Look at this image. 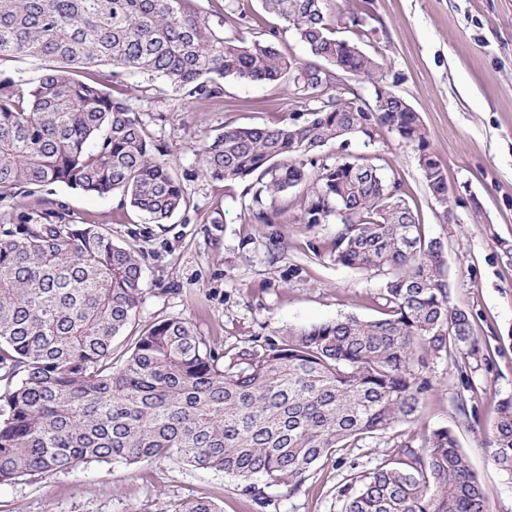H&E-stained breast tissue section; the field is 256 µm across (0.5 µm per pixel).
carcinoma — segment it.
I'll list each match as a JSON object with an SVG mask.
<instances>
[{"label":"carcinoma","instance_id":"obj_1","mask_svg":"<svg viewBox=\"0 0 512 512\" xmlns=\"http://www.w3.org/2000/svg\"><path fill=\"white\" fill-rule=\"evenodd\" d=\"M309 60L263 41L226 38L191 0H0V62L46 64L35 82L0 79V203L62 183L119 190L161 224L188 204L162 149L110 76L145 70L186 98L224 93L220 80H285L306 112L274 126H229L203 150L202 176L247 183L250 220L277 223L264 197L312 186L306 223L338 225L316 252L377 269L382 316H348L256 336L227 365L178 318L153 323L115 351L136 314L142 265L97 224L75 223L47 198L15 212L0 238V485L80 464L174 456L241 481L259 507L265 489L294 493L314 468L419 411L421 370L446 348L476 351L470 315L448 305L443 243L426 238L401 183L376 165L319 157L329 143L385 129L425 154L421 175L448 208L442 165L383 65L333 35L325 0H262ZM372 87L350 102L327 93L328 67ZM492 455L512 477V396L496 407ZM418 454L351 475L341 512H488L455 433L431 431Z\"/></svg>","mask_w":512,"mask_h":512}]
</instances>
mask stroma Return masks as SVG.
<instances>
[{
    "instance_id": "35a3bbf8",
    "label": "stroma",
    "mask_w": 512,
    "mask_h": 512,
    "mask_svg": "<svg viewBox=\"0 0 512 512\" xmlns=\"http://www.w3.org/2000/svg\"><path fill=\"white\" fill-rule=\"evenodd\" d=\"M194 4L225 36L251 42L276 29L280 51L306 56L294 32L260 0H245L249 20L237 29L222 20L224 0ZM327 7L336 38L375 56L419 113L427 151L446 174L448 203L437 204L426 188L417 146L394 134L381 133L371 145L353 137L346 149L331 144L321 155L332 160L341 150L401 180L427 237L444 245L448 303L470 314L477 352L440 354L425 372L432 388L415 421L345 449L297 493L268 488L266 510L242 494L236 478L155 459L93 462L37 483L2 484L0 512H181L199 499L221 512H340L337 491L352 468L383 464L407 442L421 448L424 435L439 426L456 434L490 512H512V478L492 457L495 408L512 395V0H372L363 28L350 20L354 0H328ZM222 84V97L197 103L148 72L107 85L126 98L181 180L189 205L167 223H149L121 206L117 192L100 197L54 184L43 197L62 204L75 221L102 225L114 242L139 254L136 328L179 318L229 357L256 336L276 338L344 316L377 317L383 274L313 252L336 227L306 224L301 193L275 198L278 223L254 224L243 183L202 176V148L225 127L272 125L297 108L279 81L227 77Z\"/></svg>"
}]
</instances>
